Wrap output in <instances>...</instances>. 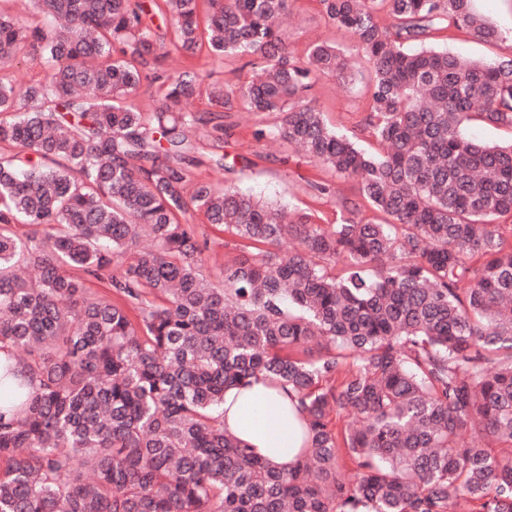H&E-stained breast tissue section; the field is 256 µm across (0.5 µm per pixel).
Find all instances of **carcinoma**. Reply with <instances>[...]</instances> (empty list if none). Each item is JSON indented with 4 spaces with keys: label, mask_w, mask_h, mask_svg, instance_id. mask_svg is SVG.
Listing matches in <instances>:
<instances>
[{
    "label": "carcinoma",
    "mask_w": 512,
    "mask_h": 512,
    "mask_svg": "<svg viewBox=\"0 0 512 512\" xmlns=\"http://www.w3.org/2000/svg\"><path fill=\"white\" fill-rule=\"evenodd\" d=\"M288 2L0 12V67L48 66L22 93L0 75V512H512V139L464 135L512 131V59L433 45L502 33L471 0H318L370 72L368 147L306 100L351 66L326 42L288 48ZM168 46L250 74L167 75ZM237 107L278 114L255 135L356 181L339 222L192 179L234 169L217 113ZM191 209L241 240L215 278ZM260 378L306 419L287 471L224 431V391ZM468 137L483 142H501L510 140V130L495 129L478 122H471L466 128Z\"/></svg>",
    "instance_id": "obj_1"
}]
</instances>
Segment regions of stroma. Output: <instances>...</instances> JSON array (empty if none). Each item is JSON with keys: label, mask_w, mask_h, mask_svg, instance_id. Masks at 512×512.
I'll return each instance as SVG.
<instances>
[{"label": "stroma", "mask_w": 512, "mask_h": 512, "mask_svg": "<svg viewBox=\"0 0 512 512\" xmlns=\"http://www.w3.org/2000/svg\"><path fill=\"white\" fill-rule=\"evenodd\" d=\"M471 7L489 23L505 31L506 39L486 43L467 32L455 31L449 37L437 40V47L473 58L512 59V0H472ZM281 31L288 46L299 53L315 40L333 44L348 54L356 51L353 37L337 29L321 14L317 0H290ZM188 65L213 74L228 87L243 80L247 73L245 61L241 58L222 60L201 55L191 59L170 49L162 60L163 69L171 75ZM369 84V71L360 63L353 68L348 81L320 79L310 99L330 123L351 131L357 129L366 113ZM275 120L272 114L256 115L243 110L225 113L224 126L229 134L224 139V154L226 158L235 160L236 166L233 171L220 173L202 167L195 170V178L211 181L220 187L230 184L265 200L308 208L319 216L321 223H335L339 216L340 197L357 198L356 183L337 180L331 170L297 155L283 141L256 139V130ZM315 181L331 183L333 194L316 195L311 187ZM187 218L208 239L209 271H216L238 256L239 246L231 235L205 224L200 213L189 212Z\"/></svg>", "instance_id": "1"}]
</instances>
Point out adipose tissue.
<instances>
[{"instance_id": "obj_1", "label": "adipose tissue", "mask_w": 512, "mask_h": 512, "mask_svg": "<svg viewBox=\"0 0 512 512\" xmlns=\"http://www.w3.org/2000/svg\"><path fill=\"white\" fill-rule=\"evenodd\" d=\"M224 428L278 467L293 463L304 445L296 400L263 381L225 391Z\"/></svg>"}]
</instances>
